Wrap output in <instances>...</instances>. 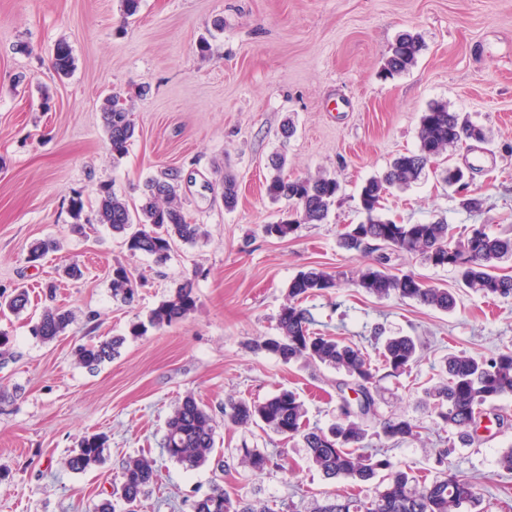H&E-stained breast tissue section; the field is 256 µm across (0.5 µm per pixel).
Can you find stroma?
Segmentation results:
<instances>
[{
	"label": "stroma",
	"instance_id": "35a3bbf8",
	"mask_svg": "<svg viewBox=\"0 0 512 512\" xmlns=\"http://www.w3.org/2000/svg\"><path fill=\"white\" fill-rule=\"evenodd\" d=\"M406 31L420 34L424 47L408 72L386 76L389 47ZM60 41L74 57L64 78L52 67ZM21 44L26 52H18ZM115 89L136 126L128 155L117 162L101 112ZM435 102L487 132L450 158L483 206L461 207L429 169L385 195L382 216L404 224L442 219L459 237L475 224L512 235V0H140L130 18L121 0H0V292L24 285L32 298L23 313L0 315V331L11 339L0 359V390L11 394L0 402V512H92L119 481L122 462L142 456L154 461L158 481L138 512H193L216 483L273 512H314L326 495L349 491L371 499L377 480L353 488L326 478L299 439L252 425L218 427L209 461L196 468L170 460L159 446L188 394L217 408L228 398L262 401L292 389L310 425L335 422V370L286 364L248 346L277 335L288 284L311 266L338 282L307 301L320 332L362 345L377 333L424 343L409 373L379 383L378 419L406 415L419 431L390 446L389 455L432 474L436 449H450L452 468L476 485L485 512H512V471L500 463L512 449V426L488 413L475 441L463 445L417 403L423 388L440 384L444 357L512 349V297L491 301L464 291L451 269L393 252V273L412 272L452 291L457 306L445 313L379 299L356 284L369 258L339 245L349 225L364 219L361 185L417 148L420 116ZM288 118L296 131L285 138L280 128ZM274 153L287 157L290 177L323 173L341 184L324 223L300 225L283 240L263 231L288 209L265 193ZM167 173L177 176L187 215L208 235L176 243L159 266L151 256H130L96 223L95 208L101 186L134 206L143 183ZM227 174L239 184L231 211L216 197ZM76 192L85 202L81 235L71 231ZM46 238L58 239L61 250L28 262L30 244ZM72 262L83 265L81 280L61 277ZM119 265L139 283L130 306L112 296ZM188 279L195 311L129 336L133 323ZM50 282L73 321L44 343L30 329ZM120 334L127 341L119 356L96 372L75 361L78 345ZM87 432L107 435L108 460L76 473L65 461ZM244 444L271 455L272 466L257 475L237 466ZM224 460L230 471H222Z\"/></svg>",
	"mask_w": 512,
	"mask_h": 512
}]
</instances>
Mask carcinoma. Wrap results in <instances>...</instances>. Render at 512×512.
I'll use <instances>...</instances> for the list:
<instances>
[{
	"label": "carcinoma",
	"instance_id": "obj_1",
	"mask_svg": "<svg viewBox=\"0 0 512 512\" xmlns=\"http://www.w3.org/2000/svg\"><path fill=\"white\" fill-rule=\"evenodd\" d=\"M421 49L418 36L401 35L390 47L384 64L386 72L394 75L408 71L416 63ZM73 67L70 46L64 41L57 43L53 50L54 71L66 76ZM102 119L107 149L112 161H119L127 155L135 135V125L121 92L115 91L105 99ZM484 139L482 128L463 113L449 110L445 104H432L422 113L417 149L395 158L381 176L366 180L358 196L359 209L365 213L366 220L354 225L360 233L347 232L340 239V246L353 255L377 253V266L362 272L356 281L358 287L379 299L395 296L446 312L454 309L455 299L448 289L429 285L412 274L390 272L385 267L388 257L383 253L390 249L420 254L434 267L451 268L461 287L487 298L512 295V276L499 273V263L512 257V236L494 235L476 226L466 236L456 239L443 220L402 224L376 215L387 189L410 186L444 153L469 141ZM269 166L273 175L267 181V195L273 200L292 202L295 210L294 218L265 225L267 235L285 239L295 234L301 224H319L327 219L340 190L336 178L318 174L294 180L284 174L287 160L280 155L271 157ZM442 181L462 194L463 207L469 210L481 207L479 198L465 193L466 175L461 168L448 165ZM220 196L226 210L236 207L238 189L233 178L224 177ZM69 210L75 220L74 230L83 232L81 194L71 197ZM95 222L107 226L112 234L122 236L130 255H148L157 263L167 260L174 241L195 243L206 236L203 225L188 218L178 183L172 177L147 179L141 204L134 214L128 203L111 188H101ZM57 249L54 241L37 242L30 247L27 259L35 263ZM336 286V276L322 268L310 267L299 272L288 285V302L278 316L279 334L254 339L250 346L273 354L284 363L305 359L335 369L343 375L336 386L348 387L357 394V410H352L350 402L341 398L336 423L324 431L306 425L299 395L283 390L261 402L246 399L225 402L224 424L256 425L265 433L286 439L300 438L309 460L328 478L353 483L381 478L382 489L371 500L336 495L325 498L316 512H473L480 502V494L474 484L448 465L450 449L441 448L436 452L439 471L429 480L416 474L410 466L392 460L385 451L364 444L371 432L367 422L376 416L380 380L385 376L396 378L409 371L419 358L420 348L411 336L389 337L378 348V364L375 365L370 355L356 344L314 331L312 316L303 303ZM112 293L128 305L135 298L134 281L121 265L113 270ZM28 304L29 295L23 288L0 298V308L14 313L23 311ZM196 305L192 281L187 280L151 310L148 324L131 325L129 334L139 337L150 327L158 330L169 327L190 315ZM70 322L69 311L47 308L31 327V333L44 342L53 341L65 332ZM125 341L124 336H114L83 345L76 351L77 361L94 370L112 360ZM442 372L446 374V383L425 389L421 403L440 423L456 430L460 442L465 444L477 431L485 407L512 396V350L488 358L465 353L452 355L444 360ZM217 427L213 411L187 395L167 421L164 451L170 459L188 467L202 465L215 446ZM371 433L378 439L397 443L415 437L417 426L404 415L384 420L379 429ZM106 444L107 437L102 433L83 435L78 448L66 460L67 467L82 472L102 463ZM238 452L239 464L252 472L261 473L272 464L271 456L257 448L244 445ZM156 480V470L148 461L131 459L122 466L121 479L113 488L112 497L126 504L129 512H134V504ZM193 512H271V509L234 499L216 484L194 502Z\"/></svg>",
	"mask_w": 512,
	"mask_h": 512
}]
</instances>
